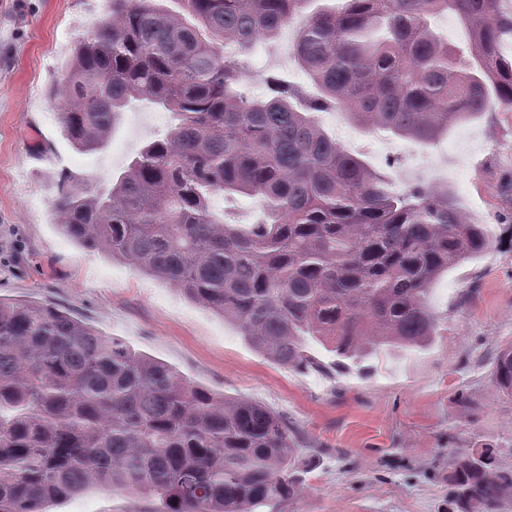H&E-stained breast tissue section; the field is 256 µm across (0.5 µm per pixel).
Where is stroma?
<instances>
[{"label": "stroma", "instance_id": "35a3bbf8", "mask_svg": "<svg viewBox=\"0 0 512 512\" xmlns=\"http://www.w3.org/2000/svg\"><path fill=\"white\" fill-rule=\"evenodd\" d=\"M104 0H0V298L54 307L209 391L259 403L296 441L300 492L262 512H459L451 453L491 451L512 470V396L493 368L512 347V110L494 106L430 143L367 129L339 109L317 113L340 148L393 189L448 190L487 226L492 246L444 273L431 305L438 334L422 349L374 355L347 373H301L253 349L223 316L176 289L67 239L57 182L111 184L170 113L141 101L109 147L82 152L62 135L49 95L73 43ZM297 23L236 54L241 93L265 97L276 78L314 94L294 52ZM48 512H159L157 499L93 486Z\"/></svg>", "mask_w": 512, "mask_h": 512}]
</instances>
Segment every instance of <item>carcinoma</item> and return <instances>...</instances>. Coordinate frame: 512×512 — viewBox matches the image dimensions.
<instances>
[{
  "label": "carcinoma",
  "instance_id": "obj_1",
  "mask_svg": "<svg viewBox=\"0 0 512 512\" xmlns=\"http://www.w3.org/2000/svg\"><path fill=\"white\" fill-rule=\"evenodd\" d=\"M110 0L75 42L52 94L63 136L104 149L124 107L144 99L178 119L109 187L58 183L60 228L77 244L178 288L234 324L270 361L319 370L424 347L431 285L491 245L446 190L402 192L343 152L314 113L429 142L499 104L512 62L498 52L499 0H340L318 7L296 52L320 96L274 79L237 90L224 45L274 37L314 0ZM457 15L467 51L432 30ZM261 199L256 224H227L212 198ZM512 395V348L495 362ZM288 426L265 406L202 388L55 309L0 300V512H45L91 485L161 500V512H255L300 491ZM462 512H500L512 471L489 451L457 456Z\"/></svg>",
  "mask_w": 512,
  "mask_h": 512
}]
</instances>
